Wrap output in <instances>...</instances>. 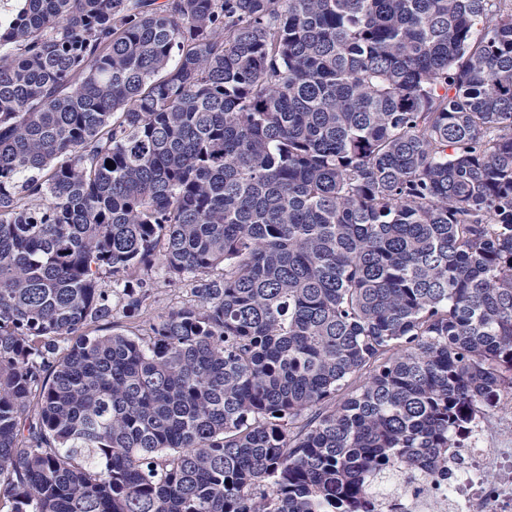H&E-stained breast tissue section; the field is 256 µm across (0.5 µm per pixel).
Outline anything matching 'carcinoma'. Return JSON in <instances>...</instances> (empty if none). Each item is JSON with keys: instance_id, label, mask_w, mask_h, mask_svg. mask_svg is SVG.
Returning <instances> with one entry per match:
<instances>
[{"instance_id": "cac0c4a2", "label": "carcinoma", "mask_w": 512, "mask_h": 512, "mask_svg": "<svg viewBox=\"0 0 512 512\" xmlns=\"http://www.w3.org/2000/svg\"><path fill=\"white\" fill-rule=\"evenodd\" d=\"M503 367L512 0L0 16V512H365ZM154 278L157 282L156 303L153 304V312L156 313L163 308H178L184 303L192 300L194 297L191 294L190 288L193 287L190 278L179 282L177 284H167L164 281V273L160 266H157L154 273Z\"/></svg>"}]
</instances>
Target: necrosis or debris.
Masks as SVG:
<instances>
[{"label": "necrosis or debris", "mask_w": 512, "mask_h": 512, "mask_svg": "<svg viewBox=\"0 0 512 512\" xmlns=\"http://www.w3.org/2000/svg\"><path fill=\"white\" fill-rule=\"evenodd\" d=\"M512 398L478 416L461 447L436 472L400 473L393 485L370 482L371 512H512Z\"/></svg>", "instance_id": "4bbe7bcc"}]
</instances>
